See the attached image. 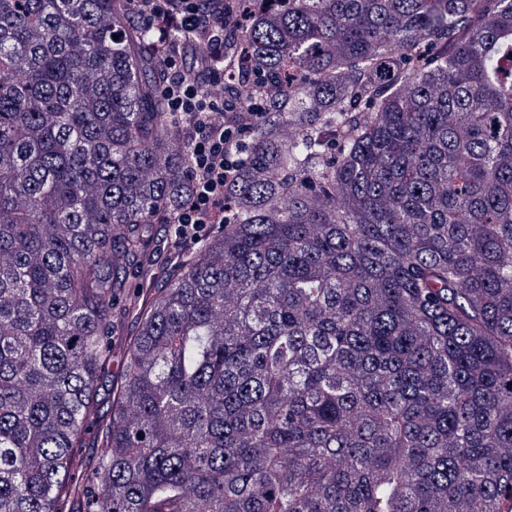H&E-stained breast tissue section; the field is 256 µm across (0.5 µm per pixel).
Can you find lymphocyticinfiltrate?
<instances>
[{"label":"lymphocytic infiltrate","instance_id":"1","mask_svg":"<svg viewBox=\"0 0 512 512\" xmlns=\"http://www.w3.org/2000/svg\"><path fill=\"white\" fill-rule=\"evenodd\" d=\"M140 23L156 28L167 41L177 27L191 41L186 52H170L165 63L169 111L192 117L189 192L176 216L179 245L205 238L212 225L224 221V184L246 155L241 137L242 111L253 106L250 93L224 94L222 41L225 17H240V0H136Z\"/></svg>","mask_w":512,"mask_h":512}]
</instances>
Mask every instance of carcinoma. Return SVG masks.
<instances>
[{
  "label": "carcinoma",
  "mask_w": 512,
  "mask_h": 512,
  "mask_svg": "<svg viewBox=\"0 0 512 512\" xmlns=\"http://www.w3.org/2000/svg\"><path fill=\"white\" fill-rule=\"evenodd\" d=\"M244 2L247 158L159 267L181 33L0 0V512H512V0Z\"/></svg>",
  "instance_id": "carcinoma-1"
}]
</instances>
